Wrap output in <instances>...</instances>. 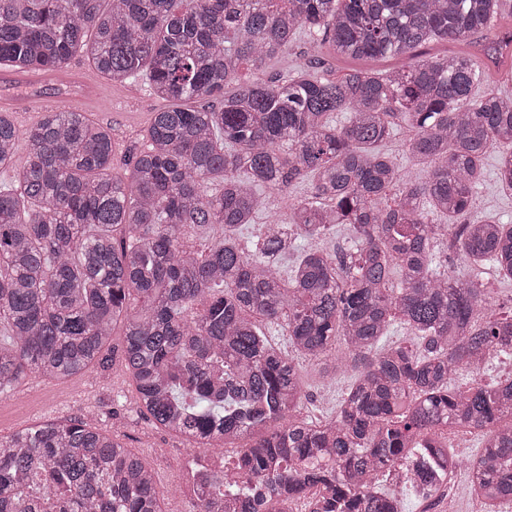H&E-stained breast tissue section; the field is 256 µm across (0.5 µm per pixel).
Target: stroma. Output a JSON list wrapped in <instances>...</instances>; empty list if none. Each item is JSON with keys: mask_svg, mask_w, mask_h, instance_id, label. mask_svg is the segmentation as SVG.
Listing matches in <instances>:
<instances>
[{"mask_svg": "<svg viewBox=\"0 0 512 512\" xmlns=\"http://www.w3.org/2000/svg\"><path fill=\"white\" fill-rule=\"evenodd\" d=\"M310 64L328 77H336L341 69L324 48L300 38L288 50L266 60L258 70L259 78L272 81L284 68ZM99 98L87 107L86 115L96 123L111 127L119 144L118 159H126L140 150L143 142L139 132L161 103L138 81L123 85L99 78ZM505 146L491 148L484 161L486 176L477 196L479 207L486 215L504 224H512V194L500 190L491 172ZM299 373L306 395L304 406L314 417L324 418L336 410L340 395L353 381L355 369L337 374L332 387H325L321 367L316 362L300 360ZM105 412V428L125 435L128 447L133 448L152 468L161 497L175 499L178 476L186 466L190 445L181 437L155 428L139 412L135 393L127 383L120 366L108 367L93 376H78L65 382L31 378L15 391L0 395V434H8L40 418H74L91 409Z\"/></svg>", "mask_w": 512, "mask_h": 512, "instance_id": "35a3bbf8", "label": "stroma"}]
</instances>
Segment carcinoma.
<instances>
[{
	"mask_svg": "<svg viewBox=\"0 0 512 512\" xmlns=\"http://www.w3.org/2000/svg\"><path fill=\"white\" fill-rule=\"evenodd\" d=\"M501 0H0V69L54 71L85 54L114 84L140 80L162 102L145 148L114 174L112 129L45 105L23 128L0 114V394L29 376L64 381L109 361L140 413L214 458L187 512H398L377 473L414 462L444 421L487 431L478 490L512 503V381L455 385L487 352L512 356V311L487 308L490 280H512V225L474 211L490 148L512 147V95L494 67L512 32ZM304 31L336 58H390L331 79L309 66L241 79ZM475 47L423 59L432 42ZM348 113L336 125L333 114ZM404 126L426 169L405 181L379 150ZM309 194L283 207L295 182ZM496 179L512 192V151ZM266 216L252 247L235 231ZM448 220L439 234L434 218ZM348 228L352 245H313ZM187 228L219 229L204 251ZM307 243L283 280L288 237ZM467 260L469 278L448 273ZM287 333L282 352L256 319ZM421 352L380 345L392 322ZM113 336L120 342L109 345ZM346 346L336 356V340ZM328 376L358 369L334 416H300L295 356ZM100 414L40 420L0 435V512H171L154 472ZM326 456L327 467L295 463Z\"/></svg>",
	"mask_w": 512,
	"mask_h": 512,
	"instance_id": "carcinoma-1",
	"label": "carcinoma"
}]
</instances>
